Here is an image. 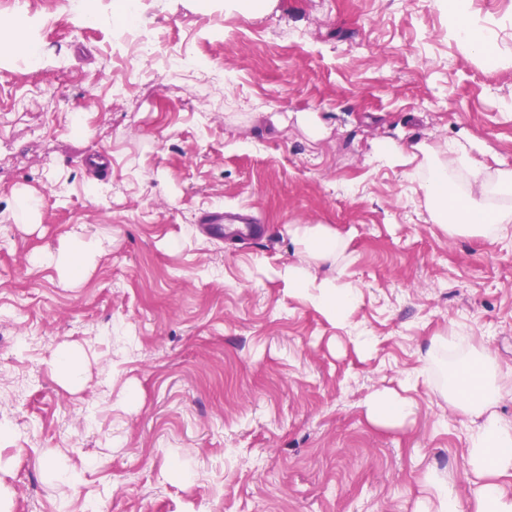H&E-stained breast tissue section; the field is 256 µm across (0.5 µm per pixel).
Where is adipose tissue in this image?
I'll return each mask as SVG.
<instances>
[{
  "label": "adipose tissue",
  "mask_w": 512,
  "mask_h": 512,
  "mask_svg": "<svg viewBox=\"0 0 512 512\" xmlns=\"http://www.w3.org/2000/svg\"><path fill=\"white\" fill-rule=\"evenodd\" d=\"M443 151L447 168L429 173L423 183L427 210L433 221L451 233L498 236L512 223V168L500 167L486 177L483 164L468 145L451 141ZM340 244L335 231L319 224L304 228L296 260L284 276L289 287L308 288L303 266L310 258L329 260ZM311 303L340 320L358 302L356 289L324 282L310 294ZM501 390L495 361L475 352L454 361L448 369L444 396L464 414L476 417L467 436L466 476L471 488V512H512V494L503 486L512 478V424L492 409ZM371 421L396 425L414 413L409 397L391 390L372 393L365 402ZM428 497L422 512H460L458 494L447 476L430 470L423 477Z\"/></svg>",
  "instance_id": "ef3b65f1"
}]
</instances>
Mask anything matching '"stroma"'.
<instances>
[{
    "instance_id": "stroma-1",
    "label": "stroma",
    "mask_w": 512,
    "mask_h": 512,
    "mask_svg": "<svg viewBox=\"0 0 512 512\" xmlns=\"http://www.w3.org/2000/svg\"><path fill=\"white\" fill-rule=\"evenodd\" d=\"M20 11L47 51L38 70L0 54L7 512H417L430 469L468 504L474 420L445 401L448 360L427 350L458 334L457 356L512 373V234L449 235L422 177L369 157L457 139L481 147L486 175L512 168V0H468L461 18L451 0H272L256 16L145 0L164 50L212 55L223 81L206 97L198 72L137 59L101 0H0V19ZM462 19L494 34V61L458 41ZM20 188L43 201L36 223L15 218ZM215 205L252 211L265 239L199 233ZM316 224L344 250L307 265L313 285L358 291L341 321L282 277ZM77 237L103 247L77 286L31 263ZM27 331L38 342L18 349ZM382 388L407 390V422L369 421Z\"/></svg>"
}]
</instances>
